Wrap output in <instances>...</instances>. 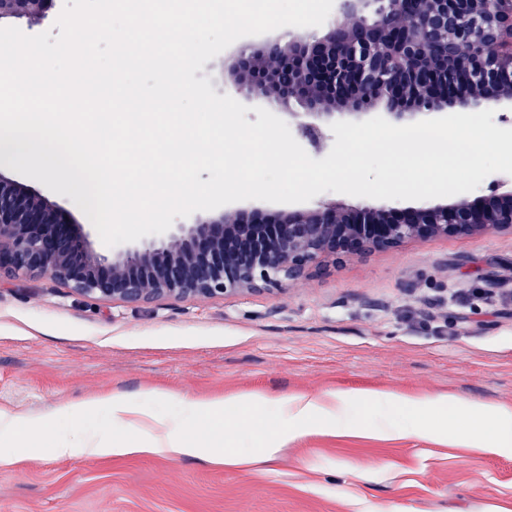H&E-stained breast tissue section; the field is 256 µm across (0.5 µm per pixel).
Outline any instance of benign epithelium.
Returning <instances> with one entry per match:
<instances>
[{"label":"benign epithelium","instance_id":"benign-epithelium-1","mask_svg":"<svg viewBox=\"0 0 512 512\" xmlns=\"http://www.w3.org/2000/svg\"><path fill=\"white\" fill-rule=\"evenodd\" d=\"M320 33L241 44L237 94L297 105L314 146L334 111H381L395 121L474 113L512 102V0H337ZM45 0H0V20L39 22ZM512 234V190L424 206L353 208L340 202L274 214L227 208L178 224L112 256L88 247L80 225L0 174V274L46 275L79 294L140 306L164 299L282 293L290 281L409 242Z\"/></svg>","mask_w":512,"mask_h":512}]
</instances>
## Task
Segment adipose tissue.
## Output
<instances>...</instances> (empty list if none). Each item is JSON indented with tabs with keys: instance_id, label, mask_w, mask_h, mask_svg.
Wrapping results in <instances>:
<instances>
[{
	"instance_id": "adipose-tissue-1",
	"label": "adipose tissue",
	"mask_w": 512,
	"mask_h": 512,
	"mask_svg": "<svg viewBox=\"0 0 512 512\" xmlns=\"http://www.w3.org/2000/svg\"><path fill=\"white\" fill-rule=\"evenodd\" d=\"M181 402L193 410L194 424H173L147 444L129 435L130 430L139 428L147 421V414L119 393L110 394L100 405L93 402L61 404L55 408L54 414L59 419L73 421L93 418L99 409H106L108 424L116 430L111 443L101 449L102 454L107 456H194L218 465L238 467L248 463L259 465L272 460L276 455L278 445L274 442L262 448L260 454L249 458L224 452L217 447L210 450L203 448L198 439V429L202 426L214 429L222 423L224 402L220 399L198 401L186 396L182 397ZM360 403L402 407L411 414L426 408L444 415L461 416L470 423L467 438L472 447L490 453H500L512 447V408L463 401L449 395L415 398L393 391L333 392L321 397L293 395L280 400L279 406L288 422V433L294 436L301 433L335 432L339 414Z\"/></svg>"
}]
</instances>
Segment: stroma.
Masks as SVG:
<instances>
[{
	"instance_id": "1",
	"label": "stroma",
	"mask_w": 512,
	"mask_h": 512,
	"mask_svg": "<svg viewBox=\"0 0 512 512\" xmlns=\"http://www.w3.org/2000/svg\"><path fill=\"white\" fill-rule=\"evenodd\" d=\"M20 183L102 243L69 197ZM166 399L153 398V391ZM452 394L512 407V235L411 242L328 267L284 294L161 300L143 309L47 276L0 278V411L42 423L43 440L0 467V512H512V451L464 434L397 435L405 412L351 407L332 434L286 437L279 400L332 391ZM120 392L157 422L177 396L224 399L208 445L259 467L75 450L58 404ZM243 393L265 395L250 412Z\"/></svg>"
}]
</instances>
